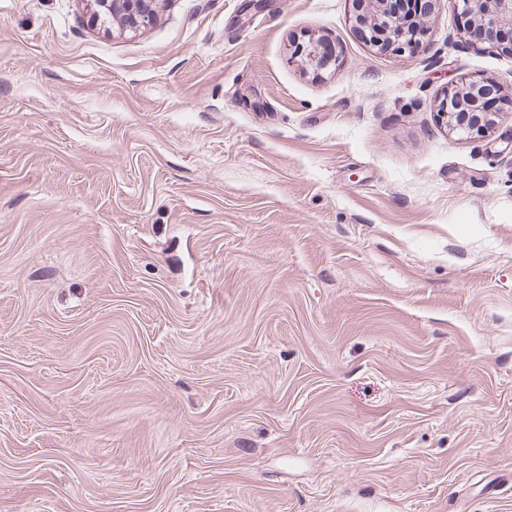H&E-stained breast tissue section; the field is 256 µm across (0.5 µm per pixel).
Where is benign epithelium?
I'll list each match as a JSON object with an SVG mask.
<instances>
[{"instance_id": "benign-epithelium-1", "label": "benign epithelium", "mask_w": 512, "mask_h": 512, "mask_svg": "<svg viewBox=\"0 0 512 512\" xmlns=\"http://www.w3.org/2000/svg\"><path fill=\"white\" fill-rule=\"evenodd\" d=\"M102 22L118 16L137 29L153 22L148 0H88ZM352 21L367 32L368 42L401 56H412L423 48L427 29L419 21H409L407 4L415 3L428 18L442 0H351ZM457 19L465 40H477L512 53V0H455ZM323 40L310 38L296 46L307 71L329 65L322 52ZM437 115L448 133L465 140H481L493 133L505 116H512V98L502 96L501 81L462 75L448 83L437 104Z\"/></svg>"}]
</instances>
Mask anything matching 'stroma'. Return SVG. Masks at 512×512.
<instances>
[{"label":"stroma","instance_id":"1","mask_svg":"<svg viewBox=\"0 0 512 512\" xmlns=\"http://www.w3.org/2000/svg\"><path fill=\"white\" fill-rule=\"evenodd\" d=\"M152 9L0 0V512H512V118L436 117L512 55ZM98 20L103 23L118 16L126 27L137 29L153 22V13L147 6L148 0H87ZM322 44V39L309 38L296 46L295 54L300 57V62L307 72L319 71L329 65V59L322 52ZM497 78L462 75L448 83L437 104V115L448 133L465 140L487 138L512 116V97L502 96Z\"/></svg>","mask_w":512,"mask_h":512}]
</instances>
